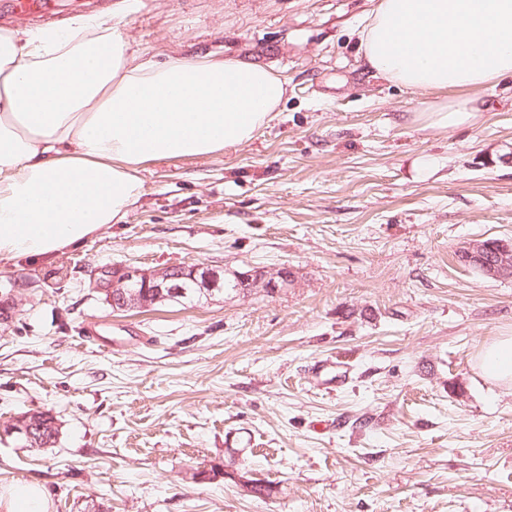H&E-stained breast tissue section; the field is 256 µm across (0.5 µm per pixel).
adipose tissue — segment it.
I'll return each mask as SVG.
<instances>
[{
    "mask_svg": "<svg viewBox=\"0 0 512 512\" xmlns=\"http://www.w3.org/2000/svg\"><path fill=\"white\" fill-rule=\"evenodd\" d=\"M360 47L369 70L414 91L510 79L512 0H377ZM287 93L266 65L141 59L98 18L0 33V259L50 256L119 223L147 163L246 143ZM476 366L512 390V335L491 340ZM0 512H48V500L17 482Z\"/></svg>",
    "mask_w": 512,
    "mask_h": 512,
    "instance_id": "1",
    "label": "adipose tissue"
}]
</instances>
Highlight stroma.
<instances>
[{
    "instance_id": "obj_1",
    "label": "stroma",
    "mask_w": 512,
    "mask_h": 512,
    "mask_svg": "<svg viewBox=\"0 0 512 512\" xmlns=\"http://www.w3.org/2000/svg\"><path fill=\"white\" fill-rule=\"evenodd\" d=\"M91 3L131 52L272 66L288 95L249 142L147 164L122 223L0 260V423L59 426L0 441V491L37 484L49 512H512V392L474 369L512 335V277L457 259L512 242V82L419 94L368 70L374 0H54L52 19ZM464 94L470 123L415 122ZM122 264L295 281L116 312L93 278ZM335 357L331 389L313 367ZM229 275L233 277L235 288H238L243 294L251 292L275 294L280 288H285L293 277H289L287 270L268 273L261 269L232 271Z\"/></svg>"
}]
</instances>
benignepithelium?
I'll use <instances>...</instances> for the list:
<instances>
[{
  "label": "benign epithelium",
  "instance_id": "obj_1",
  "mask_svg": "<svg viewBox=\"0 0 512 512\" xmlns=\"http://www.w3.org/2000/svg\"><path fill=\"white\" fill-rule=\"evenodd\" d=\"M482 244L470 243L463 252V261L481 268L484 275L500 278L512 268V244L498 243V256L503 262L488 265L482 263ZM108 278V301L116 311L135 307H150L158 302L170 301L175 296H184L187 291L175 281L184 279L202 295H213L224 289V276L197 264L184 265L177 269L149 270L130 265H114L100 270ZM236 288L241 293L275 294L288 285V271L269 273L261 269L233 271L230 273ZM38 422L30 416L18 417L0 423V441L11 438L26 444L37 439Z\"/></svg>",
  "mask_w": 512,
  "mask_h": 512
}]
</instances>
